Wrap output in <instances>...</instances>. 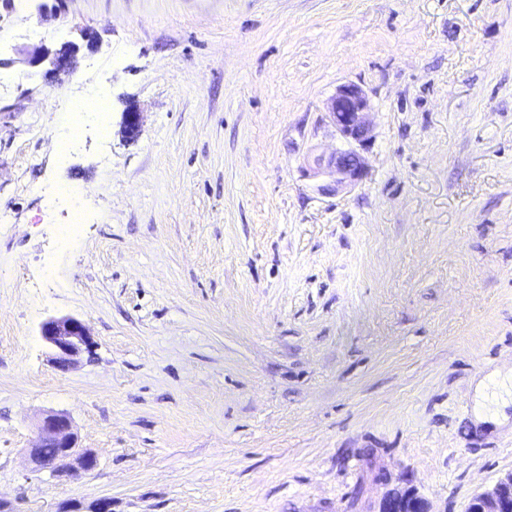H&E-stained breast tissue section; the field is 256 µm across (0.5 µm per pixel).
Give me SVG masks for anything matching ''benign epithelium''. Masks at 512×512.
Masks as SVG:
<instances>
[{"label": "benign epithelium", "instance_id": "obj_1", "mask_svg": "<svg viewBox=\"0 0 512 512\" xmlns=\"http://www.w3.org/2000/svg\"><path fill=\"white\" fill-rule=\"evenodd\" d=\"M78 51L79 46L73 42H67L54 51L44 45L23 46L17 51L16 63L29 68H38L47 63L52 70L61 71L70 68ZM370 114L368 97L360 86L348 83L337 89L326 115L347 148L313 157L312 168L315 174L326 181L322 189L336 192L352 189L367 175L363 151L371 142ZM140 122V113L134 110L123 113L122 131L125 136H137ZM40 336L51 350L52 360L62 370L69 368L83 352L90 351L93 345L87 325L73 317L44 321L40 327ZM47 446L59 449L58 455L50 462L41 452ZM29 457L36 467L55 477L65 475L63 466L67 464H73L85 472L95 469L96 456L79 450L69 418L59 413L44 418L39 427L38 439L29 448ZM379 512H427V508L423 499L413 490L406 489L388 494ZM465 512H512V473L492 489L474 496Z\"/></svg>", "mask_w": 512, "mask_h": 512}]
</instances>
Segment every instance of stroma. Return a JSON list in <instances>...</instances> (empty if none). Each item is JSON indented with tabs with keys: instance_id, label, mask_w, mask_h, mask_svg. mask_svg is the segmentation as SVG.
Wrapping results in <instances>:
<instances>
[{
	"instance_id": "obj_1",
	"label": "stroma",
	"mask_w": 512,
	"mask_h": 512,
	"mask_svg": "<svg viewBox=\"0 0 512 512\" xmlns=\"http://www.w3.org/2000/svg\"><path fill=\"white\" fill-rule=\"evenodd\" d=\"M41 0L0 57L97 34L69 72L0 69V496L112 512H378L413 489L465 512L512 473V0ZM345 83L373 112L368 174L321 193ZM110 94L59 155L73 104ZM141 114L126 138L122 114ZM80 189L56 243L43 191ZM92 356L58 370L41 323ZM66 413L98 466L27 450ZM70 224H60L58 227L59 238L62 243H69L77 238L83 224H87L86 213L82 207H75L70 216ZM40 336L52 352V360L59 369L69 368L94 344L87 325L73 317L50 318L40 327Z\"/></svg>"
}]
</instances>
